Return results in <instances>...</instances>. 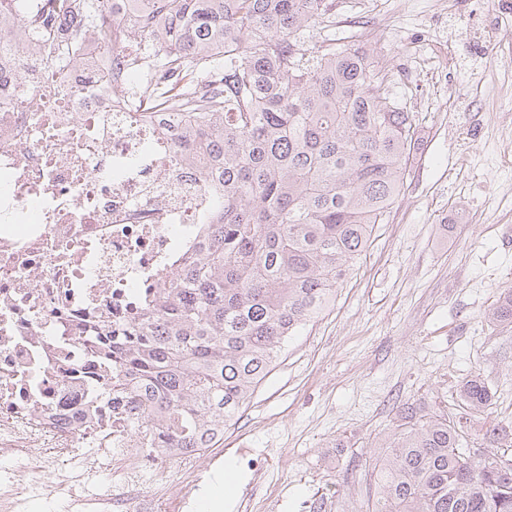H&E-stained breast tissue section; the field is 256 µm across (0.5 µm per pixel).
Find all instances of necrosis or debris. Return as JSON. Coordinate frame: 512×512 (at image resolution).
<instances>
[{
  "instance_id": "4bbe7bcc",
  "label": "necrosis or debris",
  "mask_w": 512,
  "mask_h": 512,
  "mask_svg": "<svg viewBox=\"0 0 512 512\" xmlns=\"http://www.w3.org/2000/svg\"><path fill=\"white\" fill-rule=\"evenodd\" d=\"M77 54L31 79L0 52V512L187 508L204 452L171 445L125 353L202 246L215 180L180 157L184 110L122 97L96 40ZM105 456L120 492L87 481Z\"/></svg>"
}]
</instances>
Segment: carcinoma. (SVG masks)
I'll use <instances>...</instances> for the list:
<instances>
[{
	"label": "carcinoma",
	"mask_w": 512,
	"mask_h": 512,
	"mask_svg": "<svg viewBox=\"0 0 512 512\" xmlns=\"http://www.w3.org/2000/svg\"><path fill=\"white\" fill-rule=\"evenodd\" d=\"M103 0H0V49L46 66L78 63L77 40L112 43L141 70L149 46L171 80L149 106L194 103L178 151L221 177L207 243L145 313L131 370L179 448H214L288 341L321 316L399 195L415 125L392 97L390 70L365 47L314 43L327 0H151L112 41ZM512 325V290L489 313ZM481 374L455 400L491 404ZM398 437L373 471L375 512H512V455L467 464L457 414L401 410Z\"/></svg>",
	"instance_id": "carcinoma-1"
}]
</instances>
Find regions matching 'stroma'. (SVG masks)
Segmentation results:
<instances>
[{
    "instance_id": "1",
    "label": "stroma",
    "mask_w": 512,
    "mask_h": 512,
    "mask_svg": "<svg viewBox=\"0 0 512 512\" xmlns=\"http://www.w3.org/2000/svg\"><path fill=\"white\" fill-rule=\"evenodd\" d=\"M324 33L361 41L394 74L418 145L404 184L330 308L288 343L218 444L240 475L219 512H372V475L413 403L442 411L474 373L496 393L472 418L512 426V327L488 320L512 289V68L495 63L489 31L512 50L506 0H332Z\"/></svg>"
}]
</instances>
